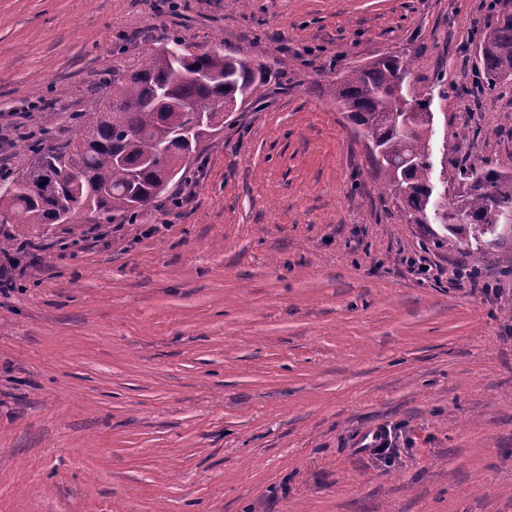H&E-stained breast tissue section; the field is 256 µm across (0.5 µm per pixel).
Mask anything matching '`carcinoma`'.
<instances>
[{"mask_svg": "<svg viewBox=\"0 0 512 512\" xmlns=\"http://www.w3.org/2000/svg\"><path fill=\"white\" fill-rule=\"evenodd\" d=\"M180 46L174 38L148 49L130 74L112 70L103 98L81 114L74 139L47 151L30 145V166L4 174L0 215L12 217L14 224L44 226L65 224L89 207L108 221L120 216L132 222L174 179L162 159L196 150L182 140L195 115H208L222 126L221 108L264 99L272 75L268 65L203 50L185 68L191 76L179 78L173 53ZM476 58L482 86L500 93L512 87V13H503L481 35ZM400 74L409 78L406 63L383 57L337 74L328 90L373 146L374 166L386 186L405 204L411 221L420 224L434 187L429 153L434 112L430 100L396 87ZM170 83L174 94L157 98L159 86ZM58 168L70 175L59 188L62 208L26 190L40 179L51 182ZM450 181L451 196L426 224L436 248H463L483 258L512 241V234L503 231L504 215L512 214L511 171L454 163Z\"/></svg>", "mask_w": 512, "mask_h": 512, "instance_id": "1", "label": "carcinoma"}]
</instances>
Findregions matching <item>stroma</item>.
Returning a JSON list of instances; mask_svg holds the SVG:
<instances>
[{
    "instance_id": "1",
    "label": "stroma",
    "mask_w": 512,
    "mask_h": 512,
    "mask_svg": "<svg viewBox=\"0 0 512 512\" xmlns=\"http://www.w3.org/2000/svg\"><path fill=\"white\" fill-rule=\"evenodd\" d=\"M487 0H0V168L70 138L171 38L270 64L173 194L116 226L0 223V512H512V269L448 277L328 92L394 55L432 101V176L512 168L476 77ZM158 233H150V226ZM439 276L410 273L408 257ZM387 465L357 450L380 427Z\"/></svg>"
}]
</instances>
